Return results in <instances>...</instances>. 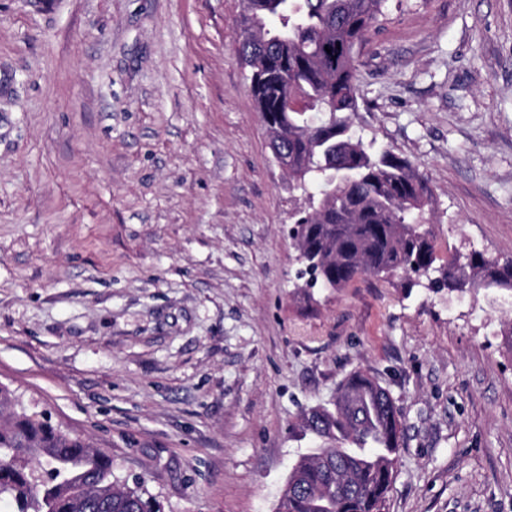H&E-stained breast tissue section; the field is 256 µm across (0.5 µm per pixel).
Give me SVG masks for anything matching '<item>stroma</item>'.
<instances>
[{
	"instance_id": "1",
	"label": "stroma",
	"mask_w": 512,
	"mask_h": 512,
	"mask_svg": "<svg viewBox=\"0 0 512 512\" xmlns=\"http://www.w3.org/2000/svg\"><path fill=\"white\" fill-rule=\"evenodd\" d=\"M241 0H0V384L164 512H276L352 371L405 419L385 512H512V294L293 297L306 203L235 54ZM353 131L425 175L438 263L512 258V0H403Z\"/></svg>"
}]
</instances>
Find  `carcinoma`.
Masks as SVG:
<instances>
[{
	"label": "carcinoma",
	"instance_id": "1",
	"mask_svg": "<svg viewBox=\"0 0 512 512\" xmlns=\"http://www.w3.org/2000/svg\"><path fill=\"white\" fill-rule=\"evenodd\" d=\"M387 0H244L245 37L235 52L265 125L283 133L288 176L317 187L312 211L291 238L314 283L345 288L363 274L401 271L436 290L512 292V260L480 251L435 266L434 234L420 222L431 200L412 163L351 131L360 109L356 45L385 14ZM298 91L301 110L283 106ZM325 119L316 123L310 113ZM0 496L15 512H163L141 486L118 488L112 461L52 425L0 386ZM304 426L324 444L292 465L276 512H384L402 448V423L390 392L360 372L339 383L333 408L315 406Z\"/></svg>",
	"mask_w": 512,
	"mask_h": 512
}]
</instances>
